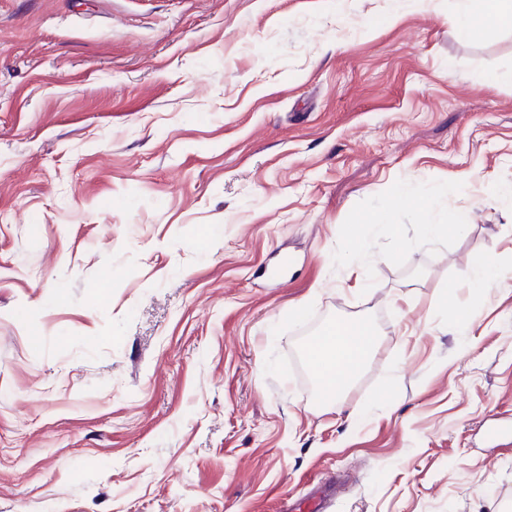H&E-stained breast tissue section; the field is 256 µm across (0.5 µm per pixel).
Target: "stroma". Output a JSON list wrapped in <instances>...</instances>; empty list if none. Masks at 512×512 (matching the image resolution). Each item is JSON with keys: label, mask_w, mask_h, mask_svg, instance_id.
I'll return each instance as SVG.
<instances>
[{"label": "stroma", "mask_w": 512, "mask_h": 512, "mask_svg": "<svg viewBox=\"0 0 512 512\" xmlns=\"http://www.w3.org/2000/svg\"><path fill=\"white\" fill-rule=\"evenodd\" d=\"M459 9L0 0V512H512V27ZM500 273L499 267L490 259H479L473 262L467 271V275L475 287V297L482 292L483 287L496 280ZM308 351L320 387L334 403L361 373L372 350L374 332L368 322L338 321L330 325Z\"/></svg>", "instance_id": "stroma-1"}]
</instances>
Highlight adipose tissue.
Segmentation results:
<instances>
[{
	"mask_svg": "<svg viewBox=\"0 0 512 512\" xmlns=\"http://www.w3.org/2000/svg\"><path fill=\"white\" fill-rule=\"evenodd\" d=\"M458 34L475 39L503 26H512V0H462ZM368 322L339 321L330 325L308 352L321 387L340 399L361 373L372 350Z\"/></svg>",
	"mask_w": 512,
	"mask_h": 512,
	"instance_id": "1",
	"label": "adipose tissue"
}]
</instances>
